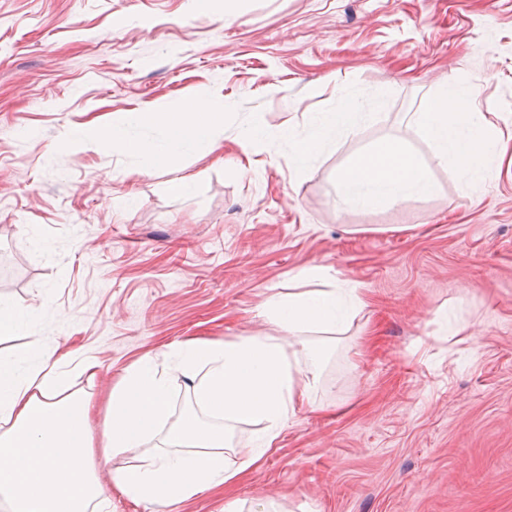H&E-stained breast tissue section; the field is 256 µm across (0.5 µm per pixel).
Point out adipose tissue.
I'll list each match as a JSON object with an SVG mask.
<instances>
[{"instance_id": "ef3b65f1", "label": "adipose tissue", "mask_w": 512, "mask_h": 512, "mask_svg": "<svg viewBox=\"0 0 512 512\" xmlns=\"http://www.w3.org/2000/svg\"><path fill=\"white\" fill-rule=\"evenodd\" d=\"M154 118L151 112H116L108 129L87 124L66 134L65 142L105 150L129 145L161 163L193 142L218 144L224 132L223 113L189 105L168 113L162 145L128 141L130 127ZM418 127L438 159L481 178L491 171L497 142L466 86L441 85ZM434 191L427 165L397 138L358 155L337 178L341 198L370 208ZM301 276L317 282V289L278 294L268 303L279 335L230 343L189 339L174 350L195 406L177 419L152 357L140 359L113 387L101 419L90 399L66 394L59 362L41 349L30 351L33 364L23 373L0 359V499L9 512H102L106 498L97 465L137 448L143 451L140 465L112 475L114 489L136 504L184 503L255 467L316 387L327 348L301 341V334H343L361 303L356 285L326 287L323 266H310ZM242 423L260 424L262 447L236 446Z\"/></svg>"}]
</instances>
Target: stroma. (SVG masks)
Wrapping results in <instances>:
<instances>
[{
	"label": "stroma",
	"mask_w": 512,
	"mask_h": 512,
	"mask_svg": "<svg viewBox=\"0 0 512 512\" xmlns=\"http://www.w3.org/2000/svg\"><path fill=\"white\" fill-rule=\"evenodd\" d=\"M472 87L502 150L475 182L418 131L440 85ZM224 114L220 148L164 166L64 145L118 111ZM367 117L297 159L322 113ZM397 137L434 195L367 208L338 174ZM195 177L176 194L170 182ZM0 304L71 392L103 408L125 370L154 358L175 414L170 359L192 337L278 335L259 306L308 290L307 266L359 284L364 305L291 417L228 490L137 506L99 471L109 512H512V0H0ZM98 360L84 372L81 355Z\"/></svg>",
	"instance_id": "obj_1"
}]
</instances>
